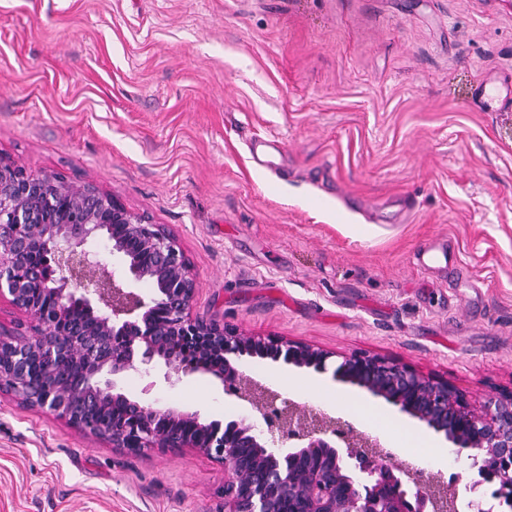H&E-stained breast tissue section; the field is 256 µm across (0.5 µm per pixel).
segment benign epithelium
<instances>
[{
    "label": "benign epithelium",
    "instance_id": "obj_1",
    "mask_svg": "<svg viewBox=\"0 0 512 512\" xmlns=\"http://www.w3.org/2000/svg\"><path fill=\"white\" fill-rule=\"evenodd\" d=\"M122 225L120 234L110 230ZM48 252L56 270L34 263ZM121 270L107 269L104 254ZM153 285L149 296L135 292ZM196 282L176 238L128 209L94 183L80 185L49 174H27L0 161V298L29 316L27 337H0V386L24 402L48 409L70 426L112 447L191 448L224 463V512H493L479 497L458 504L459 491L440 498L417 470L392 461L377 436L360 433L323 410H300L281 392L248 375L244 357L283 361L323 372L331 353L237 329L192 315ZM87 312L75 321L69 310ZM214 351L224 355L215 365ZM43 365L40 384L29 383L32 358ZM163 382L209 374L224 395L249 415L205 423L197 412L160 410L131 398L115 378L129 372L151 377L158 361ZM333 376L370 391L444 436L460 455L469 453L479 479L497 485L496 498L512 501V391L471 407L445 380H435L393 360L355 353ZM133 412L120 424L97 420L109 401ZM167 421L157 427V419ZM208 430L190 440L183 426Z\"/></svg>",
    "mask_w": 512,
    "mask_h": 512
}]
</instances>
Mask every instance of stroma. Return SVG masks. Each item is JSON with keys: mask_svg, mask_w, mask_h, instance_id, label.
Instances as JSON below:
<instances>
[{"mask_svg": "<svg viewBox=\"0 0 512 512\" xmlns=\"http://www.w3.org/2000/svg\"><path fill=\"white\" fill-rule=\"evenodd\" d=\"M512 0H0V159L93 182L174 234L194 315L329 351L246 361L379 436L395 462L474 479L443 435L334 378L354 353L512 391ZM458 260L423 269L418 252ZM159 409L225 422L219 383L127 374ZM429 448H421V440ZM224 466L132 454L0 389V512H217ZM473 95L488 112H496L512 104V84L484 79L475 86Z\"/></svg>", "mask_w": 512, "mask_h": 512, "instance_id": "35a3bbf8", "label": "stroma"}]
</instances>
